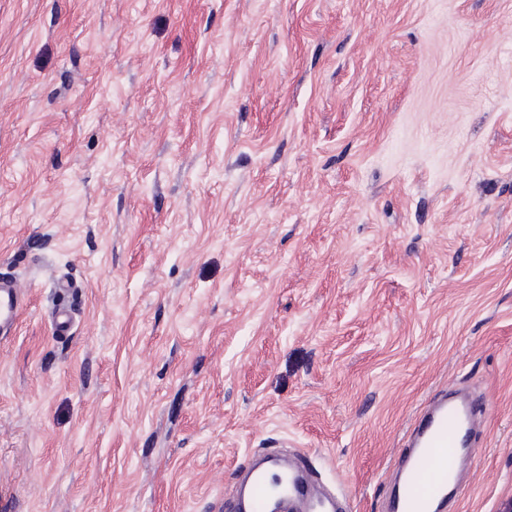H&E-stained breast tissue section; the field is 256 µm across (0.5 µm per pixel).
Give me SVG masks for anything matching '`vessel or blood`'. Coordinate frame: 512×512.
<instances>
[{"label":"vessel or blood","instance_id":"vessel-or-blood-1","mask_svg":"<svg viewBox=\"0 0 512 512\" xmlns=\"http://www.w3.org/2000/svg\"><path fill=\"white\" fill-rule=\"evenodd\" d=\"M23 293L15 280L0 282V328L13 327ZM487 401L439 392L417 416L406 437L408 451L390 484L387 512H441L448 499L461 494L458 467L471 458L476 422ZM339 496L326 492L296 464L270 453L250 466L244 487L224 503L225 512H337Z\"/></svg>","mask_w":512,"mask_h":512}]
</instances>
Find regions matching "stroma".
<instances>
[{
	"label": "stroma",
	"instance_id": "obj_1",
	"mask_svg": "<svg viewBox=\"0 0 512 512\" xmlns=\"http://www.w3.org/2000/svg\"><path fill=\"white\" fill-rule=\"evenodd\" d=\"M2 275L0 512H383L448 387L512 512V0H0ZM0 281V328H12L19 315L23 293L13 278ZM340 499L350 510L346 497L326 492L310 476L300 475L296 464H288L278 453H270L263 464L249 467L246 484L224 501V510L240 512L246 508L249 512H266L269 504H274L282 512H341Z\"/></svg>",
	"mask_w": 512,
	"mask_h": 512
}]
</instances>
